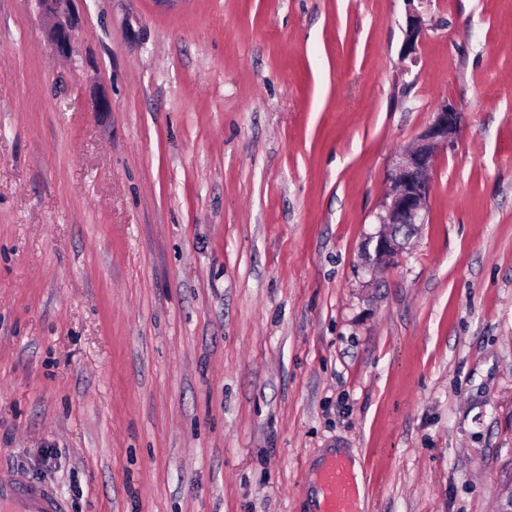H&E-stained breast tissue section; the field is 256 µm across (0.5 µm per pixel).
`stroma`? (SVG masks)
<instances>
[{
    "label": "stroma",
    "instance_id": "35a3bbf8",
    "mask_svg": "<svg viewBox=\"0 0 512 512\" xmlns=\"http://www.w3.org/2000/svg\"><path fill=\"white\" fill-rule=\"evenodd\" d=\"M0 0V467L67 512H499L512 471V0ZM109 107L99 111V100ZM428 220L368 259L441 100ZM38 12L47 20V36L58 55L69 57L75 32L76 0H34ZM417 1V6L415 5ZM427 0H406L407 8L405 15L404 39L401 46L402 59H416V51L424 35L425 23L422 12L418 9L423 7ZM369 243H374L373 259L379 265L391 264L402 250L399 239L391 236V234L386 235L378 232L376 236L370 238ZM363 482L357 460L351 469L345 459L333 457L316 478V492L322 498L317 512H359L358 497L359 494L362 497Z\"/></svg>",
    "mask_w": 512,
    "mask_h": 512
}]
</instances>
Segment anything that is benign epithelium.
Wrapping results in <instances>:
<instances>
[{"label": "benign epithelium", "instance_id": "7a95c632", "mask_svg": "<svg viewBox=\"0 0 512 512\" xmlns=\"http://www.w3.org/2000/svg\"><path fill=\"white\" fill-rule=\"evenodd\" d=\"M76 0H34L38 12L47 20V36L58 55L71 54L75 32ZM427 0H406L404 39L401 57L416 59L424 35L425 23L420 8ZM461 117L456 107L444 100L433 112L432 120L417 143L397 155L389 170L390 188L383 201L379 221L383 225L424 224L426 204L432 190L433 172L438 152L456 142ZM374 243L375 263L389 265L402 247L399 239L386 234L370 238Z\"/></svg>", "mask_w": 512, "mask_h": 512}]
</instances>
